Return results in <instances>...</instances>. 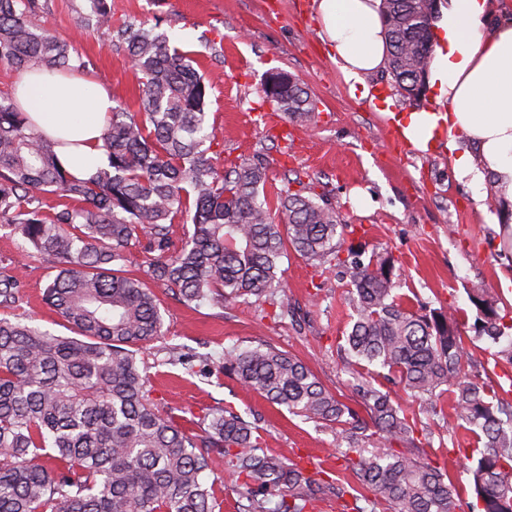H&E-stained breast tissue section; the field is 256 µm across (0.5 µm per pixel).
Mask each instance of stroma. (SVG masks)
<instances>
[{"label":"stroma","mask_w":512,"mask_h":512,"mask_svg":"<svg viewBox=\"0 0 512 512\" xmlns=\"http://www.w3.org/2000/svg\"><path fill=\"white\" fill-rule=\"evenodd\" d=\"M313 0H107L115 23L157 21L178 46L197 53L198 65L213 81L210 121L218 129V163L260 156L275 178L300 175L336 206L353 234L347 244L366 254L385 249L398 263L399 293L431 308H454L473 374L487 365L488 344L475 324L471 298L488 293L502 323L512 325V239L491 224L499 205L472 200L467 179L459 177L440 149L423 154L403 138L389 112L414 109L397 94L387 70L364 77L369 96L351 88L318 35ZM90 12L87 0H48L36 24L71 43L86 66L82 74L102 84L114 98L134 103L138 76L127 56L81 29ZM280 69L295 75L318 102L313 125L287 123L263 103L264 75ZM18 266L25 301L0 307V317H33L54 334L73 330L43 302L51 271L36 256L24 255L19 239L0 229V264ZM291 317L277 319L271 306L239 302L229 306L187 307L159 287L163 337L142 358L148 394L155 404L176 409L179 422L194 432L207 426L208 413L227 407L257 420L264 448L292 460L319 464L326 479L352 481L336 454L333 427L292 415L236 379L211 375L226 350L276 343L304 361L346 404H354V367L337 347L350 330L351 294L339 271H322L296 252L281 260ZM191 355L190 365L173 353ZM469 440L435 433L419 451L444 466L459 492L458 512H471L475 495L467 475Z\"/></svg>","instance_id":"1"}]
</instances>
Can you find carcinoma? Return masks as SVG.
Wrapping results in <instances>:
<instances>
[{
    "instance_id": "obj_1",
    "label": "carcinoma",
    "mask_w": 512,
    "mask_h": 512,
    "mask_svg": "<svg viewBox=\"0 0 512 512\" xmlns=\"http://www.w3.org/2000/svg\"><path fill=\"white\" fill-rule=\"evenodd\" d=\"M88 2L96 34L125 52L139 80L137 109L119 102L107 120V164L88 178L73 175L59 160V142L0 95V223L49 265L45 300L79 334L0 318V512H223L226 478L238 491V512H269L273 496L275 512H316L325 496L347 493L350 510L365 512L358 506L365 490L391 512H457L445 468L415 454L430 441V423L450 419V442L462 429L479 444L468 469L476 512H512V396L471 378L454 312L412 311L396 293L393 256L356 260L344 247L350 225L314 187L301 182L294 190L286 177L268 197L264 160L218 165L217 129L206 111L211 84L191 51L158 24L116 26L106 0ZM381 2L394 87L419 100L438 7ZM44 9L41 0H0V64L34 72L85 67L69 43L31 21ZM263 95L287 121H315V100L291 74L266 72ZM42 193L65 199L61 209L44 214ZM135 245L148 255L141 275L126 269ZM290 249L319 268L341 269L351 287L352 326L339 348L360 367L384 370L425 406H403L360 372L353 389L365 420L269 342L224 352L217 370L294 415L335 425L357 481L347 489L268 452L257 427L232 410H212L199 435L148 397L139 350L163 327L151 285L187 306L253 297L285 318L280 260ZM23 298L19 271L0 267V306ZM478 306L494 364H512V340L501 344L507 326L493 302L481 297ZM367 431L378 448H364Z\"/></svg>"
}]
</instances>
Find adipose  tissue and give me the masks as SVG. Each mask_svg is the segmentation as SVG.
Returning a JSON list of instances; mask_svg holds the SVG:
<instances>
[{
  "mask_svg": "<svg viewBox=\"0 0 512 512\" xmlns=\"http://www.w3.org/2000/svg\"><path fill=\"white\" fill-rule=\"evenodd\" d=\"M319 36L347 79L387 58L381 0H313ZM427 71L435 108L396 115L402 136L419 152L447 151L475 201L496 196L512 212V10L493 15L489 0H448L433 27ZM12 96L38 128L57 140L61 161L86 178L106 165L103 130L114 102L80 77L25 72Z\"/></svg>",
  "mask_w": 512,
  "mask_h": 512,
  "instance_id": "obj_1",
  "label": "adipose tissue"
}]
</instances>
